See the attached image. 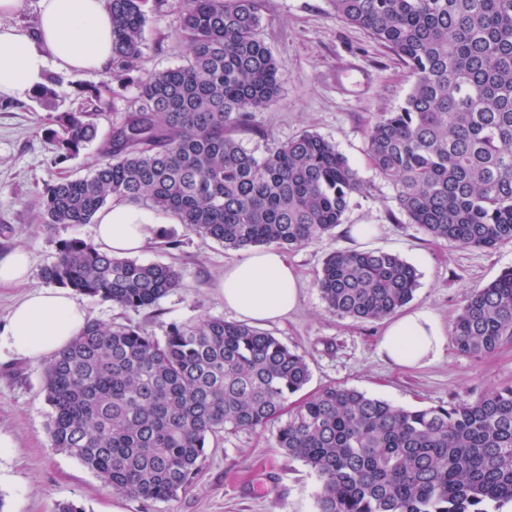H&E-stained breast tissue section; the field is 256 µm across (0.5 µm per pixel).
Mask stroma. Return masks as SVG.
Returning <instances> with one entry per match:
<instances>
[{
    "label": "stroma",
    "mask_w": 512,
    "mask_h": 512,
    "mask_svg": "<svg viewBox=\"0 0 512 512\" xmlns=\"http://www.w3.org/2000/svg\"><path fill=\"white\" fill-rule=\"evenodd\" d=\"M185 6L186 0H145L148 24L137 76L184 62L187 50L180 28ZM258 36L277 61L281 89L267 110L254 113L249 129L238 132L239 142L260 157L270 142L313 132L336 145L364 185L333 236L288 251L306 286L288 320L262 325L304 355L311 372L306 393L335 384L412 408L445 406L512 385V340L492 356H463L449 345L429 365L395 368L378 350L385 322H361L327 311L314 286L326 255L336 249L382 250L418 272L410 309H428L442 328H449L473 289L512 268V242L493 250L458 249L434 242L409 223L392 185L369 159L367 133L381 115L398 110L414 78L392 51L337 19L332 0H265ZM46 84L55 93L52 108L32 94L0 108V257L22 249L31 259L26 284L0 288V326L24 294L47 287L43 270L56 261L63 241L78 237L90 242L95 235L90 224H43L38 219L37 197L46 185L64 176H87L99 161L93 145L78 155L58 157L46 137L52 115L80 108L86 90L102 89L105 107L98 126L104 134L135 106L138 96L136 83H110L105 72L75 77L52 68ZM163 223L177 248L158 237L138 259L173 266L181 276L179 288L147 310L79 295L89 318L135 326L159 338L174 323L207 317L236 321L214 283L227 263L240 258V251L224 249L172 217H164ZM356 224L373 225L375 231L365 240L354 239L349 229ZM43 374V364L0 354V438L13 445L10 454L0 457V498L5 501L0 512H56L63 501L77 502L85 512H316L320 482L303 462L276 448L273 424L261 432H226L210 440L196 481L171 502L147 505L110 491L76 458L52 448Z\"/></svg>",
    "instance_id": "stroma-1"
}]
</instances>
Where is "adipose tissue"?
Segmentation results:
<instances>
[{
	"instance_id": "adipose-tissue-1",
	"label": "adipose tissue",
	"mask_w": 512,
	"mask_h": 512,
	"mask_svg": "<svg viewBox=\"0 0 512 512\" xmlns=\"http://www.w3.org/2000/svg\"><path fill=\"white\" fill-rule=\"evenodd\" d=\"M23 0H0V97L20 99L46 81L49 66L82 74L112 62V16L104 0H39L38 24L23 31L11 24ZM154 212L117 201L99 211L95 244L119 257L140 254L159 236ZM303 283L276 249L247 253L228 266L216 284L226 308L253 322L288 317ZM88 320L86 309L67 291L44 289L28 295L0 330V351L38 362L62 351ZM443 333L429 310L390 319L379 349L393 364L415 367L435 360Z\"/></svg>"
}]
</instances>
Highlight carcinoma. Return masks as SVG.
I'll return each instance as SVG.
<instances>
[{
    "mask_svg": "<svg viewBox=\"0 0 512 512\" xmlns=\"http://www.w3.org/2000/svg\"><path fill=\"white\" fill-rule=\"evenodd\" d=\"M264 0H187L186 61L138 79V104L98 140L97 113L64 112L50 139L67 157L99 141L87 176L46 186L42 224H90L116 199L173 216L226 249H292L343 223L357 172L305 131L258 158L234 137L267 109L281 79L258 38ZM144 0H106L110 79L137 68ZM336 17L395 52L414 83L369 128L375 169L412 224L462 249L512 241V0H333ZM47 280L135 310L180 274L64 242ZM414 266L380 250H336L316 281L327 308L364 321L412 301ZM512 338V269L478 288L450 328L461 355ZM310 379L303 355L271 334L210 317L164 339L90 319L44 368L52 447L113 492L169 502L192 484L209 439L278 421ZM276 446L320 481L317 512H501L512 503V386L448 406L401 408L330 385L280 424Z\"/></svg>",
    "mask_w": 512,
    "mask_h": 512,
    "instance_id": "carcinoma-1",
    "label": "carcinoma"
}]
</instances>
